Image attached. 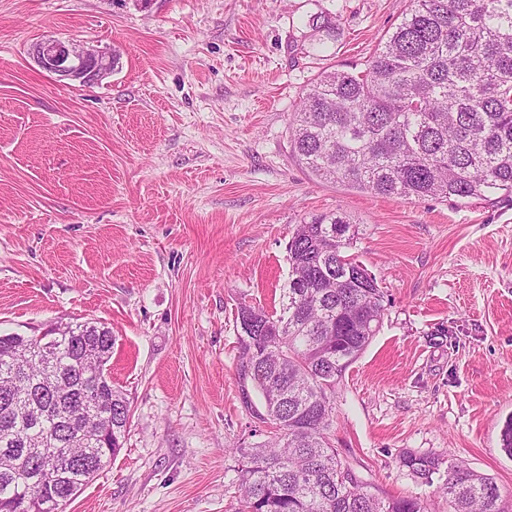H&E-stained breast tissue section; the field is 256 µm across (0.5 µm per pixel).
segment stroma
<instances>
[{"instance_id":"35a3bbf8","label":"stroma","mask_w":512,"mask_h":512,"mask_svg":"<svg viewBox=\"0 0 512 512\" xmlns=\"http://www.w3.org/2000/svg\"><path fill=\"white\" fill-rule=\"evenodd\" d=\"M409 0H0V332L94 322L130 402L119 454L65 512H234L264 427L238 382L236 310L278 309L298 224L346 217L384 292L336 388L338 457L371 492L449 512L407 453L512 502V202L373 195L309 173L290 117L360 66ZM44 39L116 54L98 83L39 69ZM403 463L416 477L429 479L439 472L442 461L438 456L410 453L403 457Z\"/></svg>"}]
</instances>
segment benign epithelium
<instances>
[{"label": "benign epithelium", "instance_id": "benign-epithelium-1", "mask_svg": "<svg viewBox=\"0 0 512 512\" xmlns=\"http://www.w3.org/2000/svg\"><path fill=\"white\" fill-rule=\"evenodd\" d=\"M30 55L40 69L58 80L77 81L82 86L102 80L114 69L112 53L82 41H39L32 45Z\"/></svg>", "mask_w": 512, "mask_h": 512}]
</instances>
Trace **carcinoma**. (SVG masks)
<instances>
[{
  "instance_id": "1",
  "label": "carcinoma",
  "mask_w": 512,
  "mask_h": 512,
  "mask_svg": "<svg viewBox=\"0 0 512 512\" xmlns=\"http://www.w3.org/2000/svg\"><path fill=\"white\" fill-rule=\"evenodd\" d=\"M291 145L315 176L386 197L512 202V0H409L401 22L355 71L322 73L292 113ZM349 221L322 214L288 241L291 268L280 311L241 303L252 331L238 338L243 397L272 435L235 452L238 512H427L417 498L380 497L342 465L330 437L331 398L375 336L384 293L345 254ZM30 344L0 336V512H64L112 460L130 402L84 369L88 344L109 362L105 327L66 325L50 336L63 381L42 392V359L16 358ZM427 479L434 455L407 454ZM451 512H512L498 485L449 464L440 486Z\"/></svg>"
}]
</instances>
